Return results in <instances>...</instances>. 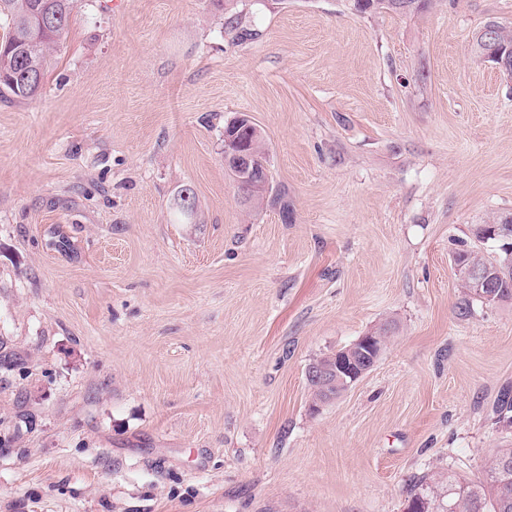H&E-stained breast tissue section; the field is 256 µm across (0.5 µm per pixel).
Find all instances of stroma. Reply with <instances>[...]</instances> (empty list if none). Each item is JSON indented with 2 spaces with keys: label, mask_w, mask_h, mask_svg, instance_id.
I'll return each mask as SVG.
<instances>
[{
  "label": "stroma",
  "mask_w": 512,
  "mask_h": 512,
  "mask_svg": "<svg viewBox=\"0 0 512 512\" xmlns=\"http://www.w3.org/2000/svg\"><path fill=\"white\" fill-rule=\"evenodd\" d=\"M491 20L512 0H76L40 95L0 99V512H405L512 446V301L450 263L512 214ZM241 113L287 211L224 166ZM384 324L311 411L308 364ZM430 0H354V7L361 13L386 9L399 13H411L425 10L429 4H420ZM496 425L506 433L512 430V391L504 390L497 400L495 407Z\"/></svg>",
  "instance_id": "35a3bbf8"
}]
</instances>
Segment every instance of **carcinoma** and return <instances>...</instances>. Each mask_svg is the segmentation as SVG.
Returning a JSON list of instances; mask_svg holds the SVG:
<instances>
[{"label":"carcinoma","mask_w":512,"mask_h":512,"mask_svg":"<svg viewBox=\"0 0 512 512\" xmlns=\"http://www.w3.org/2000/svg\"><path fill=\"white\" fill-rule=\"evenodd\" d=\"M75 0H0V17L7 28L0 37V97L13 101H28L37 97L42 87H32L23 81L27 67L45 79L47 59L63 39ZM361 13L386 9L399 13L423 11L421 0H354ZM224 33L240 42L256 36L253 30L241 25V19L230 17ZM239 138L252 146L253 164L259 172L267 171L264 137L257 125L244 128ZM451 259L471 261L489 274L506 260L505 253L495 250L486 254L478 247L460 244L452 250ZM342 350L320 356L310 362L306 378L312 400L323 404L339 397L351 385L345 378L339 386H326L316 379L325 369H336ZM496 425L505 432L512 431V391L504 390L495 407ZM485 477L468 480L448 471L447 481L437 473H426L414 479L410 489L408 512H442L441 503L456 506L457 512H512V448H498L486 459Z\"/></svg>","instance_id":"carcinoma-1"}]
</instances>
